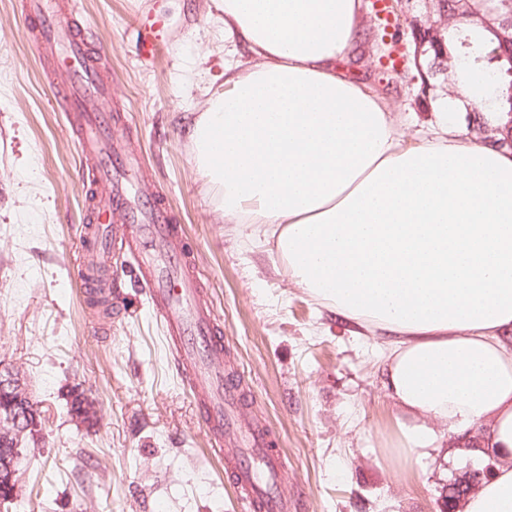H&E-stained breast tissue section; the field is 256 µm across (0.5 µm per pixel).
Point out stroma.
<instances>
[{
    "instance_id": "obj_1",
    "label": "stroma",
    "mask_w": 512,
    "mask_h": 512,
    "mask_svg": "<svg viewBox=\"0 0 512 512\" xmlns=\"http://www.w3.org/2000/svg\"><path fill=\"white\" fill-rule=\"evenodd\" d=\"M112 77L117 134L132 138L141 172L165 196L224 324V362L246 409L275 434L283 489L298 512H441L439 493L473 468L434 457L394 459L400 410L378 370L381 347L288 278L250 224H227L208 205L184 119L204 88L207 59L224 68V28L211 0H68ZM364 39L341 74L381 97L406 139L435 120L448 93L413 64L411 29L424 0H403L376 48L372 0H361ZM162 17L154 56L141 51L142 20ZM64 115L35 65L20 0H0V361L24 376L46 421L22 451L9 512H247L224 479L189 389L176 377L130 257L113 255L124 285L109 309L86 299L76 257L87 206ZM82 392L100 417L77 422L68 396Z\"/></svg>"
}]
</instances>
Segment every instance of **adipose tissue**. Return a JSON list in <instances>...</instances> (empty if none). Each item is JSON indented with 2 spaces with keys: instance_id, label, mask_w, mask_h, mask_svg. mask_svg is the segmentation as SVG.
Wrapping results in <instances>:
<instances>
[{
  "instance_id": "1",
  "label": "adipose tissue",
  "mask_w": 512,
  "mask_h": 512,
  "mask_svg": "<svg viewBox=\"0 0 512 512\" xmlns=\"http://www.w3.org/2000/svg\"><path fill=\"white\" fill-rule=\"evenodd\" d=\"M249 59L225 63L187 126L209 203L263 224L289 279L376 333L411 416L398 459L479 439L499 458L463 512H512V153L463 143L482 74L458 66L437 128L405 142L385 103L336 71L360 0H213Z\"/></svg>"
}]
</instances>
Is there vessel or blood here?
<instances>
[{
  "label": "vessel or blood",
  "mask_w": 512,
  "mask_h": 512,
  "mask_svg": "<svg viewBox=\"0 0 512 512\" xmlns=\"http://www.w3.org/2000/svg\"><path fill=\"white\" fill-rule=\"evenodd\" d=\"M32 18L28 39L41 55L43 83L90 173L92 206L86 215L80 274L85 292L99 297L112 266V252L134 257L174 366L203 413L206 435L226 476L244 496L250 512H289L280 490L283 463L271 433L242 407L236 383L221 360L224 337L211 308L202 302L204 282L187 249L180 225L148 185L130 188L124 169L139 166L135 150L112 135L106 108L112 82L95 62L90 32L69 19L63 0H22ZM123 212L126 223L113 221Z\"/></svg>",
  "instance_id": "vessel-or-blood-1"
}]
</instances>
